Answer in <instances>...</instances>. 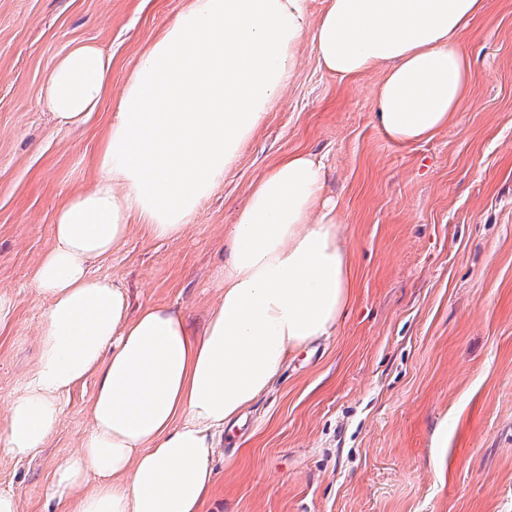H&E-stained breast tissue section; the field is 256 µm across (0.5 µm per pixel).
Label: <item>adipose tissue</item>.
<instances>
[{"label":"adipose tissue","mask_w":512,"mask_h":512,"mask_svg":"<svg viewBox=\"0 0 512 512\" xmlns=\"http://www.w3.org/2000/svg\"><path fill=\"white\" fill-rule=\"evenodd\" d=\"M488 0H327L313 35L341 78L377 70L376 121L399 145L453 125L472 90L463 33ZM307 0H189L145 49L103 127L93 185L58 207L32 285L48 301L37 359L8 403L0 455L32 459L62 399L89 376L92 426L54 468L47 497L73 512H201L216 489L215 437L271 384L288 356L333 335L356 286L324 167L281 157L251 186L213 271L219 298L201 331L179 310L130 312L120 283L94 275L125 243L180 234L297 67ZM44 95L57 125L89 126L112 97V56L74 44Z\"/></svg>","instance_id":"1"}]
</instances>
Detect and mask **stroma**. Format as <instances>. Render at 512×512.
Wrapping results in <instances>:
<instances>
[{
	"mask_svg": "<svg viewBox=\"0 0 512 512\" xmlns=\"http://www.w3.org/2000/svg\"><path fill=\"white\" fill-rule=\"evenodd\" d=\"M188 0H0V424L35 361L45 300L31 286L61 202L89 188L105 113L144 47ZM462 42L474 89L457 122L403 146L379 128L380 72L342 79L304 35L296 72L236 166L177 238L132 228L96 267L132 308L164 303L201 328L213 268L250 186L283 155L324 158L358 288L334 336L294 354L225 432L204 512H512V0ZM112 54V100L59 128L42 94L74 43ZM96 378L63 401L38 457L0 455L20 512L47 500L56 463L90 430Z\"/></svg>",
	"mask_w": 512,
	"mask_h": 512,
	"instance_id": "obj_1",
	"label": "stroma"
}]
</instances>
